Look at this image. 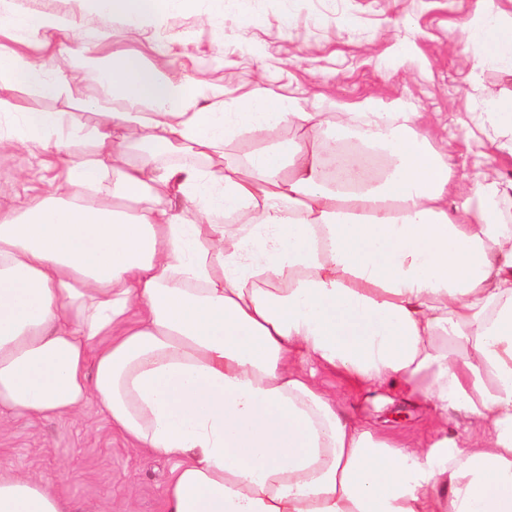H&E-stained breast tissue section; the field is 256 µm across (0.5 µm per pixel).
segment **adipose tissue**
Masks as SVG:
<instances>
[{
	"label": "adipose tissue",
	"instance_id": "1",
	"mask_svg": "<svg viewBox=\"0 0 512 512\" xmlns=\"http://www.w3.org/2000/svg\"><path fill=\"white\" fill-rule=\"evenodd\" d=\"M128 21L196 0H84ZM476 67L512 75V25L476 0ZM0 153L45 151V192L0 187V416H73L97 398L137 448L173 460L164 512H512V181L459 175L404 102L336 123L255 82L187 92L146 56L80 43L65 15L0 10ZM105 92V123L19 111L70 74ZM288 126L244 165L223 154ZM365 132L369 168L347 157ZM93 156L74 160V140ZM111 181L112 198H98ZM236 216L234 231L224 221ZM314 360L391 383L489 426L486 439L408 450L345 422L308 379ZM0 512H77L40 476L0 474Z\"/></svg>",
	"mask_w": 512,
	"mask_h": 512
}]
</instances>
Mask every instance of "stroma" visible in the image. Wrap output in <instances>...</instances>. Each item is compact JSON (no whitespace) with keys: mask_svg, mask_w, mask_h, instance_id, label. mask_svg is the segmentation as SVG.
Here are the masks:
<instances>
[{"mask_svg":"<svg viewBox=\"0 0 512 512\" xmlns=\"http://www.w3.org/2000/svg\"><path fill=\"white\" fill-rule=\"evenodd\" d=\"M12 6L33 18L75 17L81 39L117 56H149L192 89L225 85L242 96L261 80L278 93L326 98L334 116L368 101H405L421 115L417 131L429 134L457 172L494 167L512 179V155L502 149L512 130L480 142L470 136L489 101L512 107V78L473 67L484 46L466 54L453 49L475 0H245L223 14L198 0L193 10L141 24L92 13L83 0H13ZM286 12L294 17L288 29L281 25ZM78 88L74 96L47 98L22 84L16 103L24 112H70L94 125L100 117L83 101L98 90L83 82ZM39 160L38 151L24 148L0 155V183L23 195L40 193L52 173ZM315 381L348 420L376 435L406 446L439 438L426 406L400 388L359 384L325 369ZM171 468L167 458L132 447L93 400L75 418L22 419L0 430V471L42 476L79 512H122L128 504L134 512H163Z\"/></svg>","mask_w":512,"mask_h":512,"instance_id":"35a3bbf8","label":"stroma"}]
</instances>
